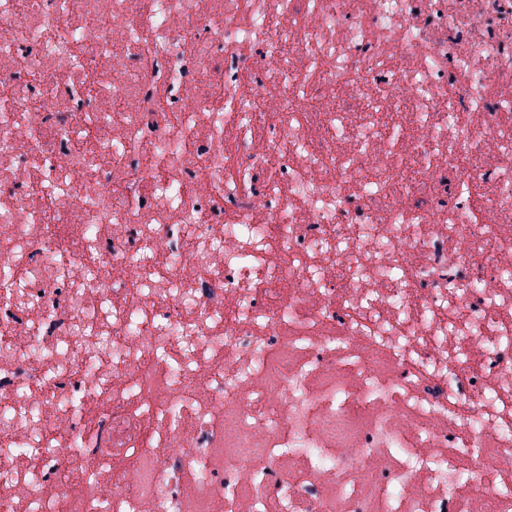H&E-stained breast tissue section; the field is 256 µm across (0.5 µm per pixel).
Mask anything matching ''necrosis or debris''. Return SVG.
I'll return each instance as SVG.
<instances>
[{
	"label": "necrosis or debris",
	"mask_w": 512,
	"mask_h": 512,
	"mask_svg": "<svg viewBox=\"0 0 512 512\" xmlns=\"http://www.w3.org/2000/svg\"><path fill=\"white\" fill-rule=\"evenodd\" d=\"M0 512H512V0H0Z\"/></svg>",
	"instance_id": "necrosis-or-debris-1"
}]
</instances>
